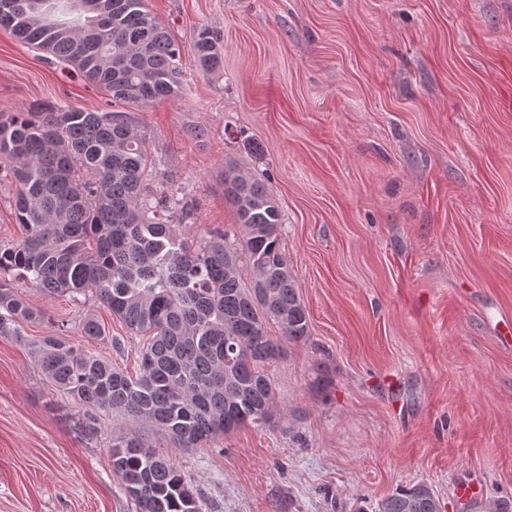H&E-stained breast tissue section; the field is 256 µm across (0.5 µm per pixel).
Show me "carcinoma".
Wrapping results in <instances>:
<instances>
[{
	"instance_id": "carcinoma-1",
	"label": "carcinoma",
	"mask_w": 512,
	"mask_h": 512,
	"mask_svg": "<svg viewBox=\"0 0 512 512\" xmlns=\"http://www.w3.org/2000/svg\"><path fill=\"white\" fill-rule=\"evenodd\" d=\"M0 27L73 65L111 104L72 107L37 101L27 112L0 116V168L15 185L12 209L21 236L0 245V272L29 280L46 296L92 291L129 332L143 340L140 375L131 379L109 360L57 336L31 347L44 375L84 407L76 429L99 431L97 413L134 424L113 432L112 471L136 512H202L201 493L159 454L148 432L178 448H206L224 433L270 421L275 394L264 366L282 342L310 335L309 319L280 248L281 212L258 180L234 167L224 197L242 239L222 233L195 241L169 223L184 211L175 182L144 198L156 168L134 109L180 88L182 53L145 0H103L91 17L75 0H9ZM220 34L195 28L193 48L205 72L222 63ZM153 216H148V213ZM254 272L242 281L241 256ZM41 312L0 279V337L23 339ZM275 324L281 336L268 334ZM84 336H106L94 317ZM378 512H440L426 484L400 488Z\"/></svg>"
}]
</instances>
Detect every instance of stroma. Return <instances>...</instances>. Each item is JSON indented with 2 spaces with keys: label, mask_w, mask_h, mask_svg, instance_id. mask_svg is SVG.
<instances>
[{
  "label": "stroma",
  "mask_w": 512,
  "mask_h": 512,
  "mask_svg": "<svg viewBox=\"0 0 512 512\" xmlns=\"http://www.w3.org/2000/svg\"><path fill=\"white\" fill-rule=\"evenodd\" d=\"M182 50L177 96L137 112L177 179V233L241 236L224 170L262 182L310 321L266 364L269 424L208 448L153 445L208 512H375L427 483L441 512L512 499V0H147ZM220 31L206 73L193 29ZM101 87L0 27V113L37 99L103 105ZM204 128L190 138L191 128ZM14 286L40 320L0 337V512H135L112 471L113 430L33 364L45 336L136 374L141 341L89 293ZM95 317L106 337L83 336ZM480 498H457L459 485Z\"/></svg>",
  "instance_id": "1"
}]
</instances>
